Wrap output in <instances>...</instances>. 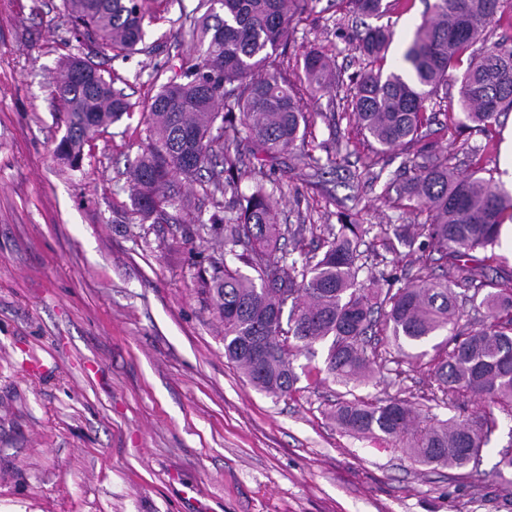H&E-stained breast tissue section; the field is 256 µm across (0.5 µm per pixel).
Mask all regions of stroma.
<instances>
[{"label": "stroma", "instance_id": "35a3bbf8", "mask_svg": "<svg viewBox=\"0 0 512 512\" xmlns=\"http://www.w3.org/2000/svg\"><path fill=\"white\" fill-rule=\"evenodd\" d=\"M199 2L143 0L145 42L126 54L77 40L63 0H0V512H512V488L494 474L512 416L498 413L469 476L418 465L330 419L351 396L414 401L428 391V359H403L389 332L372 341L374 380L351 390L326 375L323 344L314 359L296 357L298 381L281 399L225 358L224 325L196 279L219 244L194 212L142 220L129 189L156 80L183 65ZM434 2L409 0L381 18L392 33L386 70ZM361 27L341 0H315L279 49L316 115L304 146L335 163L316 178L286 154L265 181L281 223L306 225L307 251L341 210L365 225L426 221L368 181L371 159L389 177L408 158L375 155L351 117ZM313 49L344 82L336 99L301 83ZM70 55L91 57L130 104L75 170L55 155L65 133L55 68ZM511 133L512 112L467 128L480 152L458 151V171L483 168L512 194L501 168Z\"/></svg>", "mask_w": 512, "mask_h": 512}]
</instances>
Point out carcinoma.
<instances>
[{
    "instance_id": "carcinoma-1",
    "label": "carcinoma",
    "mask_w": 512,
    "mask_h": 512,
    "mask_svg": "<svg viewBox=\"0 0 512 512\" xmlns=\"http://www.w3.org/2000/svg\"><path fill=\"white\" fill-rule=\"evenodd\" d=\"M75 33L112 49L133 53L145 38L141 0H64ZM311 0H207L197 21L181 73L162 83L151 99L147 142L132 169L130 190L142 219H159L167 209L187 210L179 180L205 181L212 196L231 194L233 205L202 230L225 252L250 268L214 258L197 275L199 290L213 300L224 323V355L259 391L286 397L297 382L293 360L314 344L332 338L326 372L344 384L367 383L374 361L364 347L378 324L389 329L403 355L418 360L432 345L433 381L422 399L456 407L463 398L484 402L464 419L423 417L411 402L390 398L375 403L345 400L331 419L347 433L395 443L416 462L462 470L478 464L482 449L497 428L494 410L512 414V273L489 278L487 257L477 253L498 245L503 224L512 222V195L479 172L462 174L453 154L440 155L427 140L431 117L427 102L448 95V76L471 47L481 44L459 79L464 118L487 126L512 110V47L490 40V28L505 14L507 0H435L402 53L401 66L385 72L390 31L365 27L356 33L368 67L353 79V115L360 131L380 151H404L422 143L412 175L399 185L411 207L427 211L420 236L404 225L379 226L378 236L394 234L408 250L420 252V270L444 262V278L418 274L396 291L381 283L397 279L382 269L365 284L359 272L373 250L370 229L340 216L328 228L326 250L319 256H291L281 247L299 242L304 225L278 223L277 210L264 185L267 164L290 153L317 176L325 164L304 149L308 116L276 51L293 29L294 17ZM362 17H381L386 0H346ZM88 64L70 56L59 64L54 95L68 129L56 155L79 167L83 148L103 127L130 107L122 91L103 72L87 77L91 88L70 76ZM331 60L316 50L303 61L312 95H333ZM259 161L253 191H238L240 134ZM291 302L288 329L282 312ZM292 337L295 344L287 343ZM512 444L499 451L496 476L511 486Z\"/></svg>"
}]
</instances>
